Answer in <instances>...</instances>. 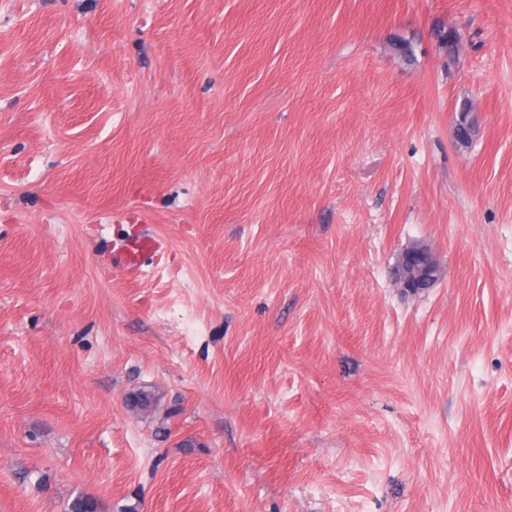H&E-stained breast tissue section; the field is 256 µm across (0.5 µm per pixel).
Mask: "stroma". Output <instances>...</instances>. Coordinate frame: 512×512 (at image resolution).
Returning <instances> with one entry per match:
<instances>
[{
    "label": "stroma",
    "instance_id": "1",
    "mask_svg": "<svg viewBox=\"0 0 512 512\" xmlns=\"http://www.w3.org/2000/svg\"><path fill=\"white\" fill-rule=\"evenodd\" d=\"M79 496L512 512V0H0V512ZM168 248L165 239L148 229L125 236L113 245L118 264L122 271L133 278H142L149 261ZM398 282L406 292H418L441 279L443 270L437 259L424 245L416 244L403 250L398 258Z\"/></svg>",
    "mask_w": 512,
    "mask_h": 512
}]
</instances>
